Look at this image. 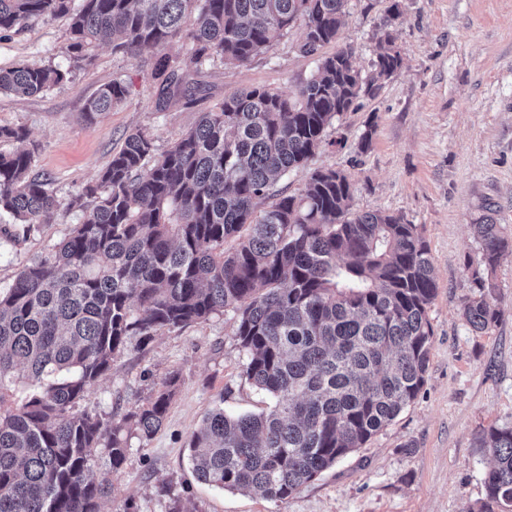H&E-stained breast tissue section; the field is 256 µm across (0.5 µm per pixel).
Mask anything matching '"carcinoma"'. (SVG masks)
I'll return each mask as SVG.
<instances>
[{"mask_svg": "<svg viewBox=\"0 0 512 512\" xmlns=\"http://www.w3.org/2000/svg\"><path fill=\"white\" fill-rule=\"evenodd\" d=\"M73 2L0 0V32L66 16L71 58L90 57L102 38L130 56L152 49L160 112L192 105L199 91L164 54L177 38L197 67L241 66L299 25L300 52L316 68L294 101L264 86L224 97L160 153L149 133L128 134L70 202L82 222L52 257L23 266L0 289V512H100L112 480L94 475L96 448L110 436L115 472L127 441L120 426L76 404L128 337L146 340L220 312L233 313L246 379L274 405L259 414L213 410L191 436L189 462L203 483L284 501L418 396L433 336L437 285L418 225L353 210V184L336 169L314 170L298 194L275 190L315 155L337 115L381 88L356 69L351 48L323 53L339 38L347 0ZM402 63L384 32L374 73L390 77ZM70 77L58 63H24L0 70V92L37 96ZM127 95L112 80L87 103L86 120ZM27 141L25 128L0 126V142L19 144L0 152V216L25 232L59 206L48 180L31 175ZM478 230V263L492 269L512 241L490 215ZM462 316L483 333L501 310L481 292ZM19 368L27 392L15 402ZM172 386L133 415L140 439L163 426ZM478 442L491 465L485 497L467 512H512V428L491 427Z\"/></svg>", "mask_w": 512, "mask_h": 512, "instance_id": "obj_1", "label": "carcinoma"}]
</instances>
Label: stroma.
I'll return each mask as SVG.
<instances>
[{
	"instance_id": "obj_1",
	"label": "stroma",
	"mask_w": 512,
	"mask_h": 512,
	"mask_svg": "<svg viewBox=\"0 0 512 512\" xmlns=\"http://www.w3.org/2000/svg\"><path fill=\"white\" fill-rule=\"evenodd\" d=\"M392 30L403 64L372 97L333 119L308 167L290 174L287 193L304 188L312 169L333 168L354 185L357 211L382 210L418 225L434 267L437 294L426 382L417 398L363 448L322 472L282 502L198 482L188 441L215 407L266 410L269 399L244 375L245 356L232 316L212 315L183 329L133 336L77 409L111 420L146 404L173 381L162 428L147 441L130 437L126 460L112 470L106 446L97 471L111 475L101 512H466L484 494L490 465L477 438L491 426L512 427V256L473 270L479 240L474 226L495 209L512 236V0H348L341 45L362 75L373 72L377 42ZM69 21L38 17L0 33V68L21 62H64ZM301 27L249 64L206 65L191 107L155 108L152 50L135 56L94 48L75 64L70 81L25 99L0 93V126L25 127L37 147L32 174L49 178L59 206L31 232L0 220V289L18 270L49 257L79 223L70 200L95 182L127 134H151L165 150L224 96L265 86L295 97L315 69L299 52ZM122 78L124 103L95 123L85 105L103 85ZM368 149H361L364 133ZM492 286L502 316L488 332L462 317L474 276Z\"/></svg>"
}]
</instances>
